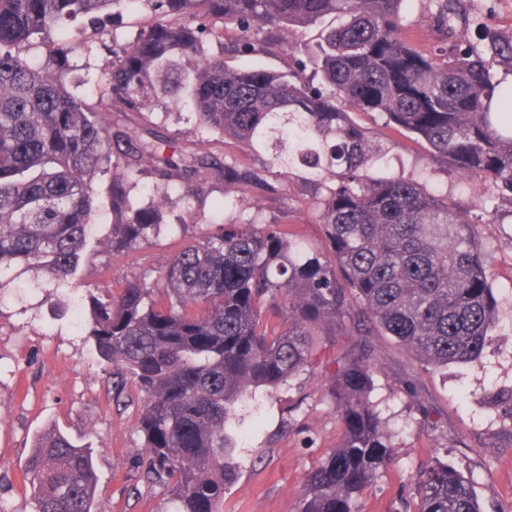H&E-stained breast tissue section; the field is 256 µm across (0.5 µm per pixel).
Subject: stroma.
<instances>
[{"mask_svg":"<svg viewBox=\"0 0 512 512\" xmlns=\"http://www.w3.org/2000/svg\"><path fill=\"white\" fill-rule=\"evenodd\" d=\"M108 62V54L97 48L70 55L80 96L96 99L97 80ZM373 131L387 140L389 168L417 176L426 151L406 134L380 125ZM271 181L279 192L261 199V220L287 223L303 244H321L323 229L307 205L312 182L276 173ZM431 187L470 208L482 193L476 181L439 167ZM257 197V191L242 196L212 178L192 204L173 194L164 221L178 224L194 211L196 223L186 235L199 236L211 225L249 218ZM480 209L486 273L498 304L492 341L480 362L444 373L423 370L390 337H374L380 369L372 398L388 423L394 454L373 488L356 501V512H413L416 476L436 456L472 480L483 512H512V224L493 223V202ZM183 237L162 233L122 256H85L75 279L119 291L132 271L157 276ZM72 318L70 289L45 293L27 273L0 290V335L7 339L0 350V506L34 512L25 491V463L35 436L56 427L89 445L99 512H170L167 490L147 484L138 466L143 440L135 427L140 408L135 384L128 379L123 391L114 390L109 366L84 332L74 329ZM356 342L346 335L316 337L311 367L264 395L240 436L239 475L224 495V512H299L307 473L341 437L324 382L336 369L337 355ZM408 380L415 392L406 390Z\"/></svg>","mask_w":512,"mask_h":512,"instance_id":"35a3bbf8","label":"stroma"}]
</instances>
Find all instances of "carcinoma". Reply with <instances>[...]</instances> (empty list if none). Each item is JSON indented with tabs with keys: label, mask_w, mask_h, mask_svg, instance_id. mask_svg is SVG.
Segmentation results:
<instances>
[{
	"label": "carcinoma",
	"mask_w": 512,
	"mask_h": 512,
	"mask_svg": "<svg viewBox=\"0 0 512 512\" xmlns=\"http://www.w3.org/2000/svg\"><path fill=\"white\" fill-rule=\"evenodd\" d=\"M429 24L464 38L466 0H429ZM404 0H0V289L18 268L66 284L97 231L99 177L112 173L99 252L128 253L161 231L171 193L189 200L211 177L244 194L277 188L269 167L300 170L325 243L304 248L280 224H217L156 278L132 274L107 298L76 295L75 317L106 364L141 394L144 478L175 512H224L238 475L239 432L260 392L310 365L314 337L359 336L326 390L339 444L306 477L299 512H354L392 460L371 400L389 336L427 370L479 361L497 325L478 224L426 183L371 170L386 148L352 119L379 117L429 156L477 181L512 218V35L478 28L480 45L424 52L402 24ZM142 15L112 44L97 20ZM331 20L317 52L279 71L249 63L288 51L290 32ZM62 42L49 62L23 54L35 36ZM112 60L93 103L69 90L68 54L86 30ZM222 45L220 58L207 46ZM184 102L200 131L270 157L257 168L218 158L206 140L180 147L146 127L157 103ZM135 112L145 123L119 124ZM149 196L136 205L137 188ZM25 478L35 512H100L92 453L58 429L35 438ZM416 512H481L470 478L439 459L415 483Z\"/></svg>",
	"instance_id": "carcinoma-1"
}]
</instances>
